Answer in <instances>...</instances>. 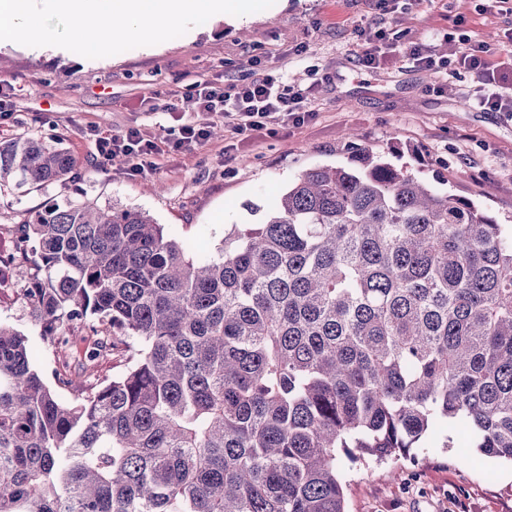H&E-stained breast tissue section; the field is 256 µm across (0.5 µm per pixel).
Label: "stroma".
Masks as SVG:
<instances>
[{"label":"stroma","mask_w":512,"mask_h":512,"mask_svg":"<svg viewBox=\"0 0 512 512\" xmlns=\"http://www.w3.org/2000/svg\"><path fill=\"white\" fill-rule=\"evenodd\" d=\"M381 21L389 42L408 48L427 29L485 42L512 54L494 0H399L379 16L375 0H275L250 20H207L157 49L137 47L98 62L74 52L0 50V81L10 82L12 115L0 139L25 134L59 142L78 176L41 188H0V222L17 224L52 201L117 203L167 225L191 250L212 248L225 227L255 224L301 172L345 163V134L433 187L468 200L512 225V112L478 107L476 78L384 59L365 72L363 32ZM288 85L312 87V116L251 132L225 149L212 137L189 154L165 153L154 170L131 174L97 155L91 127L130 128L164 140L177 123H203L188 107L196 82L252 77L253 61ZM0 322L28 337L34 366L54 383L55 348L31 324L22 302L0 296ZM347 512H512V466L477 449L416 448L382 464L338 459Z\"/></svg>","instance_id":"1"}]
</instances>
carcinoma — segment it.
Segmentation results:
<instances>
[{"instance_id": "obj_1", "label": "carcinoma", "mask_w": 512, "mask_h": 512, "mask_svg": "<svg viewBox=\"0 0 512 512\" xmlns=\"http://www.w3.org/2000/svg\"><path fill=\"white\" fill-rule=\"evenodd\" d=\"M74 176L57 143L0 142V187ZM9 231L40 335L95 341L64 401L0 322V512H345L339 454L451 424L512 464V231L365 147L209 251L118 204Z\"/></svg>"}]
</instances>
